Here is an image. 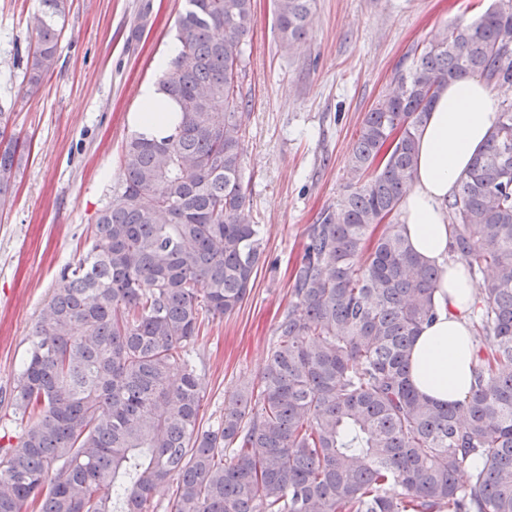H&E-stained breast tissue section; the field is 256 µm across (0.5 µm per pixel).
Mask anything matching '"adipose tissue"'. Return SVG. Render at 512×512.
<instances>
[{
  "label": "adipose tissue",
  "mask_w": 512,
  "mask_h": 512,
  "mask_svg": "<svg viewBox=\"0 0 512 512\" xmlns=\"http://www.w3.org/2000/svg\"><path fill=\"white\" fill-rule=\"evenodd\" d=\"M164 100L155 84L141 87L132 114L135 131L156 137L172 132L174 118L159 120L148 113ZM498 123V96L483 79L449 80L418 133L413 187L401 203L404 236L417 254L442 270L434 293L435 318L422 327L410 353L412 384L440 404L468 396L477 352L471 322L476 287L464 264L448 258L447 202Z\"/></svg>",
  "instance_id": "1"
}]
</instances>
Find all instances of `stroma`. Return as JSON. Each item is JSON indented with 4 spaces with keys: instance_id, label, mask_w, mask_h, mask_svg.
<instances>
[{
    "instance_id": "1",
    "label": "stroma",
    "mask_w": 512,
    "mask_h": 512,
    "mask_svg": "<svg viewBox=\"0 0 512 512\" xmlns=\"http://www.w3.org/2000/svg\"><path fill=\"white\" fill-rule=\"evenodd\" d=\"M493 0H316L307 41L277 44L273 0H253L243 88L251 223L264 259L241 308L206 321L188 347L200 370V419L256 382L291 299L306 230L346 186L361 122L430 42ZM184 0H67L58 61L40 85L23 76L39 0H0V107L23 145L9 205L0 208V436H14L12 396L40 309L60 269L89 243L122 180L119 156L142 84L176 37Z\"/></svg>"
}]
</instances>
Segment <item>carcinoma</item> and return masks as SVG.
<instances>
[{
	"mask_svg": "<svg viewBox=\"0 0 512 512\" xmlns=\"http://www.w3.org/2000/svg\"><path fill=\"white\" fill-rule=\"evenodd\" d=\"M314 2L274 0L282 48L306 37ZM40 3L33 86L54 69L65 17V0ZM255 23L252 0H186L157 81L179 121L127 139L89 249L39 312L13 397L20 432L0 446V512H155L169 482L171 512H512V103L448 202L449 253L490 276L477 285L472 388L453 406L410 381L441 270L394 223L448 80L512 84V0L448 29L365 114L345 193L307 227L257 382L205 429L185 346L241 307L264 254L245 214ZM5 118L0 207L18 167Z\"/></svg>",
	"mask_w": 512,
	"mask_h": 512,
	"instance_id": "obj_1",
	"label": "carcinoma"
}]
</instances>
